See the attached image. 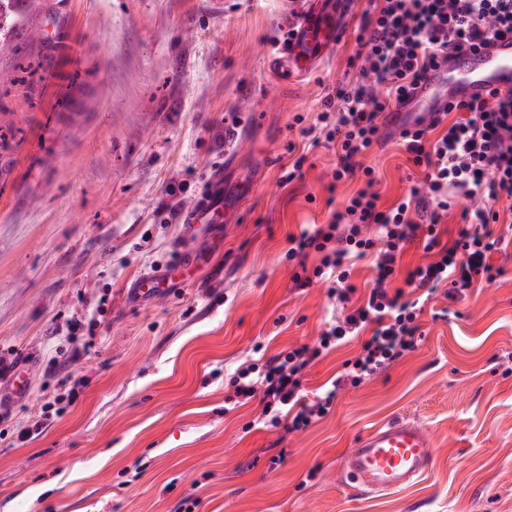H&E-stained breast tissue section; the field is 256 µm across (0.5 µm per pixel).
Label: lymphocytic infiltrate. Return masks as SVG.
I'll list each match as a JSON object with an SVG mask.
<instances>
[{
	"label": "lymphocytic infiltrate",
	"instance_id": "f902f5d3",
	"mask_svg": "<svg viewBox=\"0 0 512 512\" xmlns=\"http://www.w3.org/2000/svg\"><path fill=\"white\" fill-rule=\"evenodd\" d=\"M506 35L512 36V0H375L362 24L356 80L321 97L313 127L296 116L301 136L318 132L335 149L334 180L361 175L366 186L328 223L293 236L285 254L292 262L320 253L312 272L294 273L292 280L298 288L327 284L344 315L329 322L314 344L259 356L228 379L239 404L262 398L265 426L306 430L330 413L341 392L359 388L414 349L424 305L437 292L454 300L503 274L493 256L512 246V225H502L492 202L512 199L511 96L459 103L453 120L444 113L429 120L407 116L397 142L424 177L388 208L379 207L370 190L375 171L362 160L384 145L382 114L409 88L450 53ZM456 196L469 205L452 233L442 219ZM416 243L425 262L401 268L403 254ZM368 256L374 259L373 286L358 301L353 267ZM354 341L358 354L343 362L322 393L304 395L307 370Z\"/></svg>",
	"mask_w": 512,
	"mask_h": 512
}]
</instances>
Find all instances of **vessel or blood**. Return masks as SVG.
I'll return each instance as SVG.
<instances>
[{
  "label": "vessel or blood",
  "instance_id": "vessel-or-blood-1",
  "mask_svg": "<svg viewBox=\"0 0 512 512\" xmlns=\"http://www.w3.org/2000/svg\"><path fill=\"white\" fill-rule=\"evenodd\" d=\"M342 33L334 0H301L281 47L268 59L279 77L301 74L316 66ZM512 94V37L489 45L468 47L449 64L434 70L404 103L386 112L383 122L398 128L407 113L441 112L451 103L481 101ZM231 204L224 188V173L215 170L204 194L182 216L190 232L222 223ZM168 278L140 276L133 291L140 299L154 298ZM433 442L421 424L396 419L360 436L343 458L342 470L355 488L369 493L397 491L413 485L432 465Z\"/></svg>",
  "mask_w": 512,
  "mask_h": 512
}]
</instances>
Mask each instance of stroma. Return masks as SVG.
<instances>
[{
  "label": "stroma",
  "instance_id": "35a3bbf8",
  "mask_svg": "<svg viewBox=\"0 0 512 512\" xmlns=\"http://www.w3.org/2000/svg\"><path fill=\"white\" fill-rule=\"evenodd\" d=\"M372 7L351 0L334 55L288 82L267 56L294 0H44L0 55L17 141L0 151V358L27 371L22 398L0 379V512H512V252L492 285L429 303L416 348L308 429L257 424L256 398L224 409L255 344L313 343L337 314L326 286L293 287L285 254L359 184L333 183L322 146L301 179L279 178L295 115L313 120L354 78ZM229 112L244 118L230 137ZM368 163L382 202L405 191L395 143ZM217 168L246 195L194 239L193 271L137 299L131 284L168 272ZM56 396L63 412L45 415ZM395 418L427 428L430 470L354 491L343 457Z\"/></svg>",
  "mask_w": 512,
  "mask_h": 512
}]
</instances>
